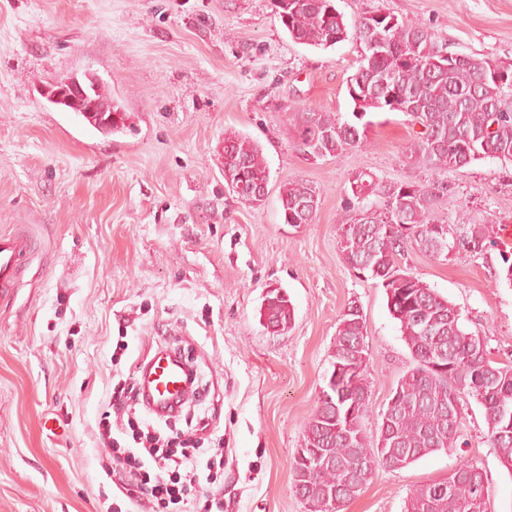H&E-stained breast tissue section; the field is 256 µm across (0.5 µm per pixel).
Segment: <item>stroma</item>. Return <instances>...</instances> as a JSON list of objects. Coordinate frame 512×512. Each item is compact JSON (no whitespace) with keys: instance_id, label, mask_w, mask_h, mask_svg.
<instances>
[{"instance_id":"35a3bbf8","label":"stroma","mask_w":512,"mask_h":512,"mask_svg":"<svg viewBox=\"0 0 512 512\" xmlns=\"http://www.w3.org/2000/svg\"><path fill=\"white\" fill-rule=\"evenodd\" d=\"M348 21L382 12L419 20L448 51L512 62V0H336ZM353 40L321 50L293 42L272 0H0V233L29 240L0 302V512L129 508L104 474L96 434L129 368L157 348H189L199 397L179 417L152 420L190 436L207 418L202 456L224 439V512H306L289 462L331 369L341 315L362 309L373 414L413 363L377 280L348 268L337 225L350 177L441 184L435 220L512 225V164L486 158L457 170L414 165L416 125L372 114L364 147L309 160L295 116L348 117ZM97 75L130 116L104 135L50 105L47 84ZM256 141L270 170L265 202L239 200L224 181V135ZM302 179L320 193L312 223H282L279 192ZM411 273L456 305L492 358L512 360V284L499 248L436 259L409 252ZM294 307L288 331L259 320L270 289ZM127 343L114 358L117 342ZM460 454L436 452L381 469L342 512H404L419 485L459 456L488 476L491 512H512V470L468 402Z\"/></svg>"}]
</instances>
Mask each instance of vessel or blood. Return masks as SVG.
<instances>
[{"mask_svg":"<svg viewBox=\"0 0 512 512\" xmlns=\"http://www.w3.org/2000/svg\"><path fill=\"white\" fill-rule=\"evenodd\" d=\"M27 250L24 238L0 235V300L10 294L22 258ZM146 409L157 416L174 413L185 391L183 363L168 349H158L155 356L135 368Z\"/></svg>","mask_w":512,"mask_h":512,"instance_id":"1","label":"vessel or blood"}]
</instances>
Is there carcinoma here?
<instances>
[{
  "instance_id": "1",
  "label": "carcinoma",
  "mask_w": 512,
  "mask_h": 512,
  "mask_svg": "<svg viewBox=\"0 0 512 512\" xmlns=\"http://www.w3.org/2000/svg\"><path fill=\"white\" fill-rule=\"evenodd\" d=\"M278 18L296 43L327 50L348 39L359 41V64L347 78L353 109L343 119L308 108L300 115L297 147L322 155L360 148L372 124L367 115L401 112L422 131L408 146L409 159L435 171L459 169L492 158L512 163V65L497 83L487 73L494 61L473 56L443 55L424 24L365 17L350 25L335 0H273ZM95 96L112 104L100 117H84L93 129L112 134L128 128V113L117 99L98 87ZM224 179L238 198L252 201L268 186L269 170L259 146L235 131L224 135ZM338 224V244L348 267L379 280L388 310L397 322L414 366L393 393L397 405L383 410L378 435L370 441L364 427L372 412L367 377L368 349L363 317L348 306L341 315L331 351L345 380L324 387L305 423L303 448L290 462L295 493L309 512H329L355 498L376 471L401 470L439 451L456 453L461 441L464 403L472 399L485 410L488 442L501 463L512 469V361H496L480 353L483 337L468 330L461 311L402 266L410 251L440 252L430 219L440 186L388 182L357 172ZM319 195L307 181H292L280 190L282 222L310 224L315 212L299 207ZM399 204L387 218L386 204ZM448 253L476 252L493 246L489 228L472 224L462 231L445 225ZM260 319L275 333L288 330L294 308L285 291L275 288L263 298ZM352 418H346L350 406ZM330 463H310L314 454ZM478 463L459 456L448 477L416 488L405 512H489L486 481L473 479Z\"/></svg>"
}]
</instances>
